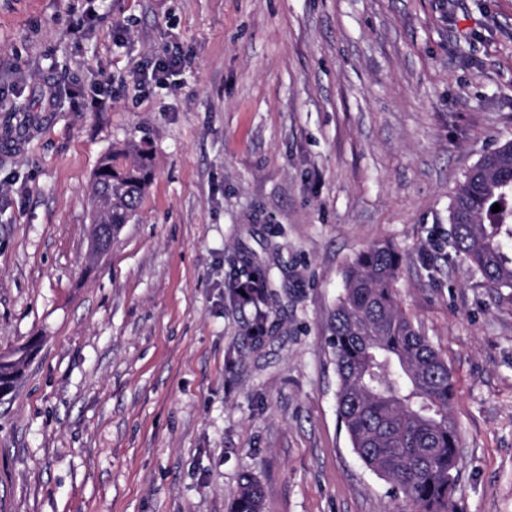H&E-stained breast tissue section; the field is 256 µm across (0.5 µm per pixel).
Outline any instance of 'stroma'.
<instances>
[{"label": "stroma", "instance_id": "stroma-1", "mask_svg": "<svg viewBox=\"0 0 512 512\" xmlns=\"http://www.w3.org/2000/svg\"><path fill=\"white\" fill-rule=\"evenodd\" d=\"M95 7L0 0V352L41 339L0 398V512H229L246 476L266 512H407L351 447L328 343L376 242L453 374L451 512H512V289L448 243L512 142V0ZM167 53L174 84L143 80ZM129 140L154 177L97 256L94 174Z\"/></svg>", "mask_w": 512, "mask_h": 512}]
</instances>
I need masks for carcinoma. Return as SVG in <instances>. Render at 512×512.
<instances>
[{
	"mask_svg": "<svg viewBox=\"0 0 512 512\" xmlns=\"http://www.w3.org/2000/svg\"><path fill=\"white\" fill-rule=\"evenodd\" d=\"M152 178L149 152L128 144L95 173L93 223L112 231L136 215ZM501 210L492 212V205ZM454 252L493 288H512V142L487 152L466 173L449 206ZM401 258L388 243L358 253L344 273L331 318L337 414L364 465L412 512H448L460 470L447 362L400 309ZM231 512H265L263 487L243 478Z\"/></svg>",
	"mask_w": 512,
	"mask_h": 512,
	"instance_id": "carcinoma-1",
	"label": "carcinoma"
}]
</instances>
